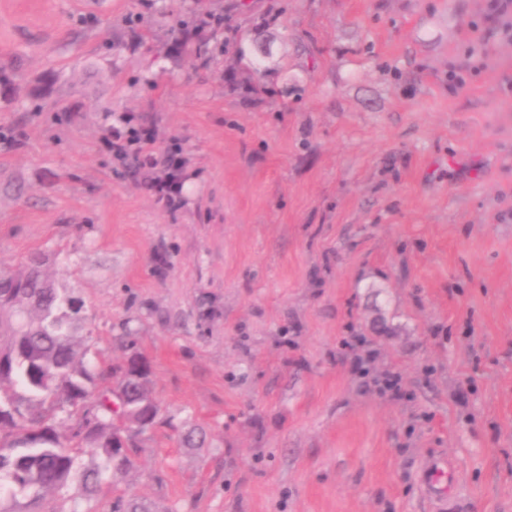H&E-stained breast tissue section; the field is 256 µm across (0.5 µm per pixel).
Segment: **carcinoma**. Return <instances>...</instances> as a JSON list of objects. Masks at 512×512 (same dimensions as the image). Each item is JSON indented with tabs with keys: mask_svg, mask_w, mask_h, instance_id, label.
<instances>
[{
	"mask_svg": "<svg viewBox=\"0 0 512 512\" xmlns=\"http://www.w3.org/2000/svg\"><path fill=\"white\" fill-rule=\"evenodd\" d=\"M45 261L34 253L25 273L0 272V512H81L132 465L136 448L116 452L112 433L134 430L154 402L127 365L84 360L74 336L82 302L44 277ZM71 484L69 505L41 506V493Z\"/></svg>",
	"mask_w": 512,
	"mask_h": 512,
	"instance_id": "cac0c4a2",
	"label": "carcinoma"
}]
</instances>
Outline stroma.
Returning a JSON list of instances; mask_svg holds the SVG:
<instances>
[{"label": "stroma", "mask_w": 512, "mask_h": 512, "mask_svg": "<svg viewBox=\"0 0 512 512\" xmlns=\"http://www.w3.org/2000/svg\"><path fill=\"white\" fill-rule=\"evenodd\" d=\"M106 2L0 0V270L159 406L87 512H512V2ZM132 121V115H120L104 136L106 144L120 160L135 157L150 173L145 183L147 190L159 201L174 204L182 193L181 172L186 163L180 148L157 152L155 129L136 127Z\"/></svg>", "instance_id": "stroma-1"}]
</instances>
